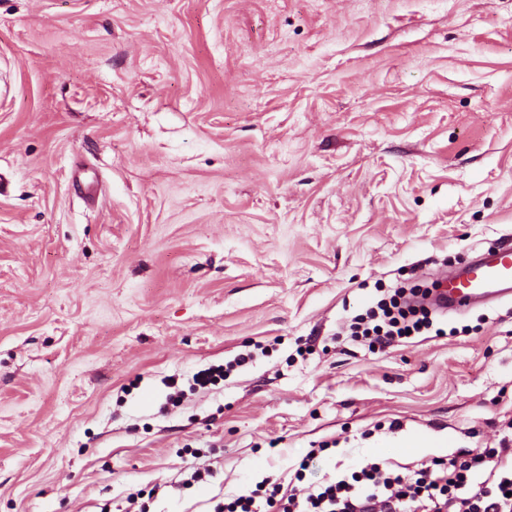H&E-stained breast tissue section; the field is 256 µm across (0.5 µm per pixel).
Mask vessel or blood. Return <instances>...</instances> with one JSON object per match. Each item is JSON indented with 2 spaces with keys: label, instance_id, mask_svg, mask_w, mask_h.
<instances>
[{
  "label": "vessel or blood",
  "instance_id": "vessel-or-blood-1",
  "mask_svg": "<svg viewBox=\"0 0 512 512\" xmlns=\"http://www.w3.org/2000/svg\"><path fill=\"white\" fill-rule=\"evenodd\" d=\"M512 300V237L489 252L435 278L423 304L443 315H463L480 305Z\"/></svg>",
  "mask_w": 512,
  "mask_h": 512
}]
</instances>
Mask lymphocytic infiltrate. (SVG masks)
Masks as SVG:
<instances>
[{
  "label": "lymphocytic infiltrate",
  "mask_w": 512,
  "mask_h": 512,
  "mask_svg": "<svg viewBox=\"0 0 512 512\" xmlns=\"http://www.w3.org/2000/svg\"><path fill=\"white\" fill-rule=\"evenodd\" d=\"M432 328L427 309L394 297L379 300L350 325L352 336L372 347ZM316 456L312 450L299 461L288 495H280L275 482L268 490L238 495L216 512H512V460L494 449L435 458L409 474L370 462L308 485L305 473Z\"/></svg>",
  "instance_id": "lymphocytic-infiltrate-1"
}]
</instances>
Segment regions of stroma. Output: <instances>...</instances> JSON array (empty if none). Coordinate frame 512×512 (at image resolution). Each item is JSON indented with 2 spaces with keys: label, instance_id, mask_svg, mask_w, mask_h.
I'll list each match as a JSON object with an SVG mask.
<instances>
[{
  "label": "stroma",
  "instance_id": "obj_1",
  "mask_svg": "<svg viewBox=\"0 0 512 512\" xmlns=\"http://www.w3.org/2000/svg\"><path fill=\"white\" fill-rule=\"evenodd\" d=\"M0 175V512L512 438V301L349 336L512 235V0H0ZM411 290L409 296L415 295ZM406 292L395 291L389 300L381 299L365 315L354 318L350 325V336L368 342L369 347L390 345L397 339L409 338L433 328L432 313L427 309L411 306L407 302ZM396 297H399V301ZM407 330H411L407 334Z\"/></svg>",
  "mask_w": 512,
  "mask_h": 512
}]
</instances>
